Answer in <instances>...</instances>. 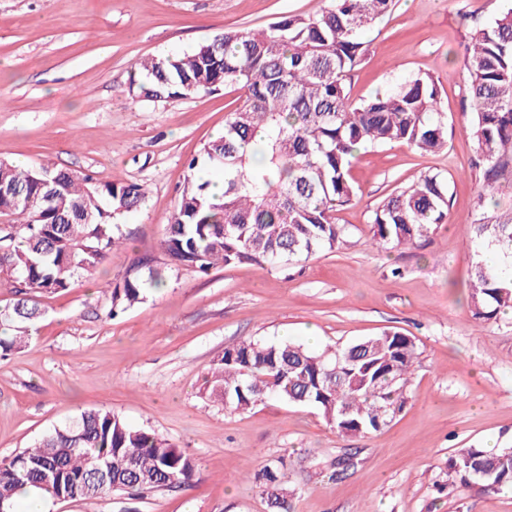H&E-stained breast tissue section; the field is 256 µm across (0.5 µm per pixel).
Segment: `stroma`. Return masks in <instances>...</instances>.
Returning <instances> with one entry per match:
<instances>
[{
  "label": "stroma",
  "instance_id": "stroma-1",
  "mask_svg": "<svg viewBox=\"0 0 512 512\" xmlns=\"http://www.w3.org/2000/svg\"><path fill=\"white\" fill-rule=\"evenodd\" d=\"M321 0H0V160L68 168L96 182H138L144 204L117 222L125 240L70 290L42 297L31 340L0 360V460L44 432L102 408L191 454L189 487L42 503L44 512H272L253 483L290 464L292 512H512V489L449 483L472 445L512 448V312L475 320L467 303L472 226L483 188L466 128L462 74L470 26L512 0H394L366 32L354 99L430 74L448 114L446 145L360 150L358 195L336 213L334 251L201 274L172 265L160 243L188 159L243 101L234 87L168 102L133 98L140 60L186 53L228 28L261 29ZM448 178V221L418 247L369 243L372 209L421 175ZM143 257L166 284L118 317L110 291ZM387 330L413 336L408 400L380 433L339 434L310 406L275 400L244 412L201 395L210 366L246 338L312 342L321 351ZM352 458L348 468L337 461Z\"/></svg>",
  "mask_w": 512,
  "mask_h": 512
}]
</instances>
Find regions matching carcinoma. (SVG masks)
<instances>
[{"label":"carcinoma","instance_id":"cac0c4a2","mask_svg":"<svg viewBox=\"0 0 512 512\" xmlns=\"http://www.w3.org/2000/svg\"><path fill=\"white\" fill-rule=\"evenodd\" d=\"M393 0H328L313 15L288 14L262 30H226L191 52L138 64L129 94L150 101L186 98L235 86L245 95L224 135L203 144L178 189L162 248L175 266L207 272L215 265H275L333 251L345 227L337 208L353 200L348 177L363 146L402 143L435 153L447 142L440 89L419 75L368 100L351 97L363 60L364 33ZM463 67L473 106L467 132L483 171L480 200L512 180V8L471 30ZM222 171L224 193L209 192L202 172ZM136 182L98 183L67 169L21 170L0 162V279L16 302L0 308V357L23 349L36 298L68 290L106 260L123 235L116 215L137 209ZM448 215L447 180L428 173L387 196L372 211L371 240L414 246ZM468 299L472 317L490 321L512 309V273L489 262L512 261V216L473 225ZM149 258L112 289L110 315L163 287ZM418 359L414 337L385 331L322 352L296 342L242 339L224 349L204 390L232 411L265 398L315 408L345 436L379 432L399 412ZM450 470L463 483L512 489V448H461ZM196 462L169 440L127 424L105 409H87L0 464V512H16L24 487L55 500L145 497L189 486ZM277 512H290L285 474L254 477Z\"/></svg>","mask_w":512,"mask_h":512}]
</instances>
